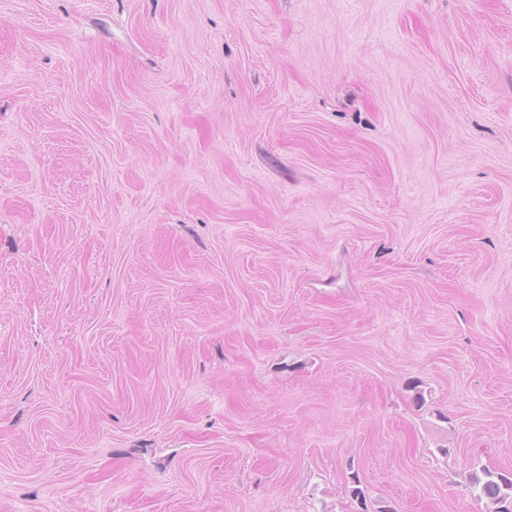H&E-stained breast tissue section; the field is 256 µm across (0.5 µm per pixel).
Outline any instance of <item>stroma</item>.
Instances as JSON below:
<instances>
[{"label": "stroma", "instance_id": "obj_1", "mask_svg": "<svg viewBox=\"0 0 512 512\" xmlns=\"http://www.w3.org/2000/svg\"><path fill=\"white\" fill-rule=\"evenodd\" d=\"M485 467L512 0H0V512H493Z\"/></svg>", "mask_w": 512, "mask_h": 512}]
</instances>
